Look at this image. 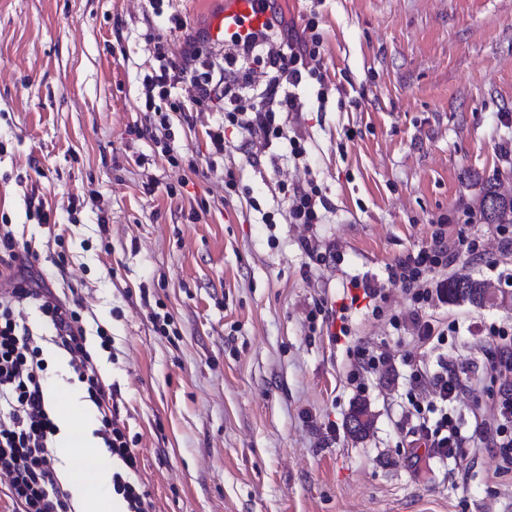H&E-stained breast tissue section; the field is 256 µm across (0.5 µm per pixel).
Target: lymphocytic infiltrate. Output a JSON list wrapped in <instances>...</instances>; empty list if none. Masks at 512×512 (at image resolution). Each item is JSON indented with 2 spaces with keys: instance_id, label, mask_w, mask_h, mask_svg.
<instances>
[{
  "instance_id": "obj_1",
  "label": "lymphocytic infiltrate",
  "mask_w": 512,
  "mask_h": 512,
  "mask_svg": "<svg viewBox=\"0 0 512 512\" xmlns=\"http://www.w3.org/2000/svg\"><path fill=\"white\" fill-rule=\"evenodd\" d=\"M268 8L271 16L261 29L237 31L227 38L228 50L219 70L202 61L199 39L186 42L179 60L170 56L162 41H155L152 53L158 66L142 83L146 109L154 110L156 100L167 99L180 86L195 106L220 97L224 123L208 132L216 153H223L226 130L232 127L252 138L287 140L293 157L301 158L305 149L299 135L277 123L276 116L300 111L297 87L304 77H321L322 38L315 18L299 28L275 0H270ZM288 193L290 223H323L327 204L317 186H294ZM460 251L479 259L484 256L477 239L463 233L452 245L440 228L429 244L386 268V285L399 287L412 306L408 318L394 315L390 321L397 328L411 321L418 348L439 349L460 332L458 320L444 326L422 315L434 291L444 290L439 276ZM31 257L30 250L19 245L11 225L1 224L0 266L10 274L0 279V475L18 512H69L68 496L54 477L52 447L59 428L48 410L42 349L24 316L27 307H35L46 318L55 345L69 354L94 405H101L104 391L79 313L45 281L35 278ZM482 334L492 383V413L476 415L471 436H464L451 405L468 388L469 378L444 361L434 370L414 362L408 393V415L414 421L409 448L421 446L449 458L461 456L468 444L476 449L495 448L504 462L512 464V325L493 323L483 327ZM97 434L124 465L123 471L112 474L113 491L122 496L128 512H152L148 492L139 491L132 479L138 471L137 457L116 417L102 415Z\"/></svg>"
}]
</instances>
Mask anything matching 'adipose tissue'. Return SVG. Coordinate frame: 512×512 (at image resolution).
<instances>
[{
  "mask_svg": "<svg viewBox=\"0 0 512 512\" xmlns=\"http://www.w3.org/2000/svg\"><path fill=\"white\" fill-rule=\"evenodd\" d=\"M86 405L72 399L68 411L58 420L59 440L66 453L76 454L89 464L81 480L73 488L76 512H126L125 502L113 496L108 486L112 478V461L105 449L85 429Z\"/></svg>",
  "mask_w": 512,
  "mask_h": 512,
  "instance_id": "adipose-tissue-1",
  "label": "adipose tissue"
}]
</instances>
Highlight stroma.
<instances>
[{
  "instance_id": "1",
  "label": "stroma",
  "mask_w": 512,
  "mask_h": 512,
  "mask_svg": "<svg viewBox=\"0 0 512 512\" xmlns=\"http://www.w3.org/2000/svg\"><path fill=\"white\" fill-rule=\"evenodd\" d=\"M289 7L299 24L317 8L323 35L324 79H303L304 108L286 120L304 138L300 160L284 140L233 128L213 157L220 99L185 112L161 101L171 138L144 133L145 34L180 54L224 0H0V217L35 275L78 300L154 512H512L498 453L416 464L403 452L412 324L354 309L336 342L310 323L351 276L382 275L440 224L486 251L460 255L449 278L512 292V249L479 212L485 185L512 197V0ZM284 181L321 189L325 223H288ZM38 199L55 224L29 217ZM305 236L331 258L315 264ZM152 312L169 316L167 334ZM428 313L467 327L427 360L471 378L453 404L471 435L488 402L480 328L512 322V302L436 300ZM28 322L44 337L46 382L84 391L38 312ZM360 345L391 356L361 390ZM360 402L373 424L356 438L346 422Z\"/></svg>"
}]
</instances>
